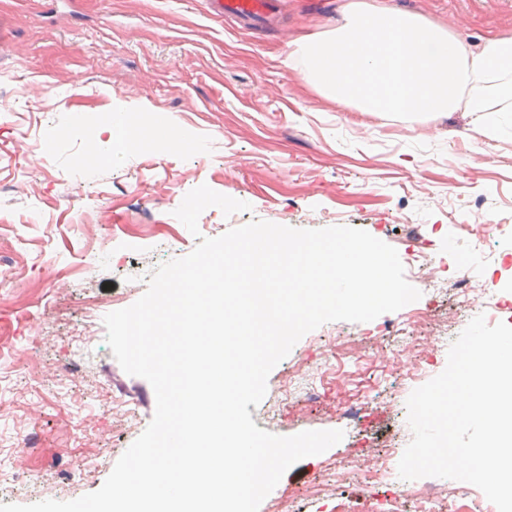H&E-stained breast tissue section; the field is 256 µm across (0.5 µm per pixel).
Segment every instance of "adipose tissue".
<instances>
[{
	"label": "adipose tissue",
	"instance_id": "ef3b65f1",
	"mask_svg": "<svg viewBox=\"0 0 512 512\" xmlns=\"http://www.w3.org/2000/svg\"><path fill=\"white\" fill-rule=\"evenodd\" d=\"M343 13L345 22L334 33L292 52L303 79L336 102L409 122L461 106L480 121L490 112H512V36L488 39L473 52L448 28L371 0H347ZM82 123L104 127L116 156L184 145L168 123L145 132L138 114L119 106L83 114Z\"/></svg>",
	"mask_w": 512,
	"mask_h": 512
}]
</instances>
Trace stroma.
Listing matches in <instances>:
<instances>
[{"instance_id": "1", "label": "stroma", "mask_w": 512, "mask_h": 512, "mask_svg": "<svg viewBox=\"0 0 512 512\" xmlns=\"http://www.w3.org/2000/svg\"><path fill=\"white\" fill-rule=\"evenodd\" d=\"M346 0H280L253 26L212 14L208 0H0V502L70 501L98 490L151 422L150 383L127 374L105 342L106 314L132 305L151 272L188 255L198 236L254 220L295 228L347 225L393 246L421 291L407 309L304 335L271 371L250 414L290 436L343 439L291 466L259 512H417L394 481L363 473L412 439L406 370L448 348L477 314L466 295L498 284L497 321L512 325V117L496 133L459 109L408 123L337 103L301 77L290 51L336 30ZM444 25L466 45L512 33V0H382ZM146 127L170 118L187 148L113 156L107 132L76 113L110 104ZM102 157L81 159L88 141ZM248 203L206 209L191 234L175 217L200 185ZM485 224L482 244L465 227ZM441 263L429 286L410 256ZM353 339L385 367L347 410L321 385L327 351Z\"/></svg>"}]
</instances>
